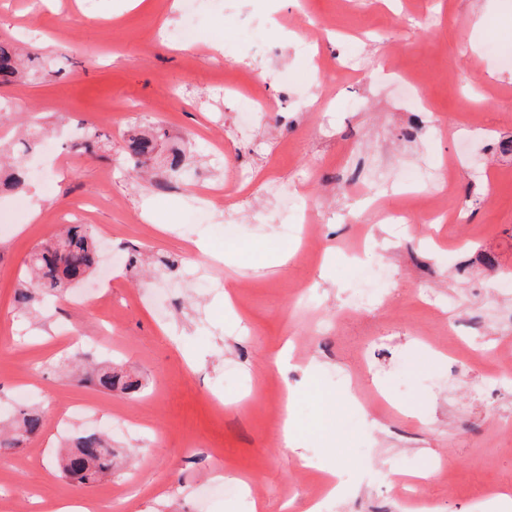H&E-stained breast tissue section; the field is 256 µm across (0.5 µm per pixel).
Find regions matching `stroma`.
Segmentation results:
<instances>
[{"mask_svg": "<svg viewBox=\"0 0 512 512\" xmlns=\"http://www.w3.org/2000/svg\"><path fill=\"white\" fill-rule=\"evenodd\" d=\"M184 5L0 0V40L31 54L0 85V150L48 133L23 218L0 223V425L22 390L43 421L0 450V512H308L332 470L327 512H400L412 471L439 512H512L493 497L512 492V376L486 372L512 360V0H224L188 50L170 37ZM243 94L269 104L246 127ZM158 129L138 178L126 141ZM63 224L91 225L111 270L23 314L25 264ZM260 244L293 259L246 266ZM364 267L387 286L355 310ZM107 362L140 390L92 384ZM87 429L113 451L89 487L58 468Z\"/></svg>", "mask_w": 512, "mask_h": 512, "instance_id": "obj_1", "label": "stroma"}]
</instances>
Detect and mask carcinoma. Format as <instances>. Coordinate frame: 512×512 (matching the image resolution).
<instances>
[{
    "instance_id": "cac0c4a2",
    "label": "carcinoma",
    "mask_w": 512,
    "mask_h": 512,
    "mask_svg": "<svg viewBox=\"0 0 512 512\" xmlns=\"http://www.w3.org/2000/svg\"><path fill=\"white\" fill-rule=\"evenodd\" d=\"M20 72V59L10 42H0V85L12 82ZM155 136L137 133L127 141L126 159L133 168H138L155 149ZM35 140L24 143L20 153L11 163L12 173L8 176L10 187L18 190L25 182L24 156L30 152ZM98 253L93 241L91 228L86 224H70L59 233L42 243L29 259L27 280L18 291V302L28 309L37 301L38 292L66 294L84 275L97 264ZM93 381L104 391L117 386L126 391H136L138 384L124 376L102 369L94 374ZM42 417L35 412L22 414L20 428L24 434L37 432ZM62 469L80 483L92 485L99 477L112 470V448L103 434L86 431L74 441V450L62 461Z\"/></svg>"
}]
</instances>
